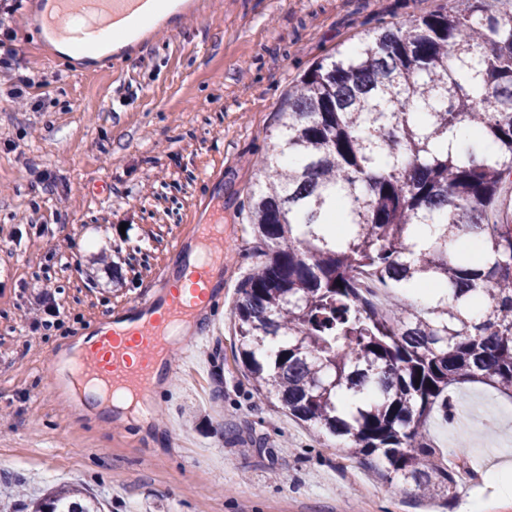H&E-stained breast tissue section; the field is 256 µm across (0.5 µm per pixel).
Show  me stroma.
I'll return each mask as SVG.
<instances>
[{
	"mask_svg": "<svg viewBox=\"0 0 512 512\" xmlns=\"http://www.w3.org/2000/svg\"><path fill=\"white\" fill-rule=\"evenodd\" d=\"M438 0H209L181 36L157 31L132 55L83 67L44 51L18 10L0 23L21 63L48 83L37 110L0 97V512L77 483L109 512H512L487 480L512 470V400L480 383L452 388V416L426 438L438 454L465 445L472 469L452 502L422 499L258 400L235 357L231 310L255 264L243 206L267 154L274 114L315 61L374 27ZM49 174L52 188L39 183ZM224 194V307L184 372L163 386L150 437L130 423L74 413L54 393L48 356L152 293L174 270L178 234ZM47 292L50 330L31 327Z\"/></svg>",
	"mask_w": 512,
	"mask_h": 512,
	"instance_id": "obj_1",
	"label": "stroma"
}]
</instances>
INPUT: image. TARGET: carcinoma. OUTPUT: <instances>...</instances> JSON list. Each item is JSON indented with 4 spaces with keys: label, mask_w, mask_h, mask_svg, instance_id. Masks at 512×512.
I'll list each match as a JSON object with an SVG mask.
<instances>
[{
    "label": "carcinoma",
    "mask_w": 512,
    "mask_h": 512,
    "mask_svg": "<svg viewBox=\"0 0 512 512\" xmlns=\"http://www.w3.org/2000/svg\"><path fill=\"white\" fill-rule=\"evenodd\" d=\"M273 131L244 206L264 260L238 287L236 358L258 399L449 500L427 422L464 381L512 398V0L377 21L299 77ZM101 508L79 485L28 504Z\"/></svg>",
    "instance_id": "carcinoma-1"
}]
</instances>
